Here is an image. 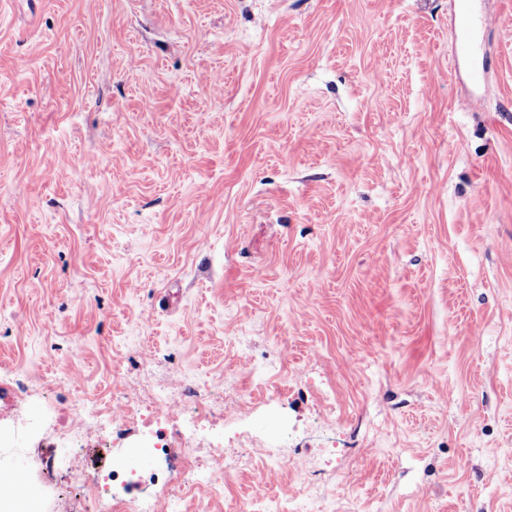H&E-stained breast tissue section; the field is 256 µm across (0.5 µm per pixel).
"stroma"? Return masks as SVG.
<instances>
[{"mask_svg": "<svg viewBox=\"0 0 512 512\" xmlns=\"http://www.w3.org/2000/svg\"><path fill=\"white\" fill-rule=\"evenodd\" d=\"M188 381L184 512H512V0H0V477L82 512L80 401ZM475 41V27L469 16L462 12L455 30V47L458 53L467 54L470 52ZM198 402L196 400H192L185 405V408L191 407L188 410L191 414L190 419L192 420V425L188 433L182 437V447L183 448V483L186 484L190 489L195 487L207 486L211 485L214 481H216L218 474L223 471L224 468L216 469L213 465L209 466L206 469L195 470L189 466V456L195 451V436L199 430V414H198ZM81 434L79 429L74 428L62 433L56 441L55 447H52L55 449H52L50 456L45 459V467L50 470L54 469L58 463L68 459L74 448H82L80 445Z\"/></svg>", "mask_w": 512, "mask_h": 512, "instance_id": "obj_1", "label": "stroma"}]
</instances>
